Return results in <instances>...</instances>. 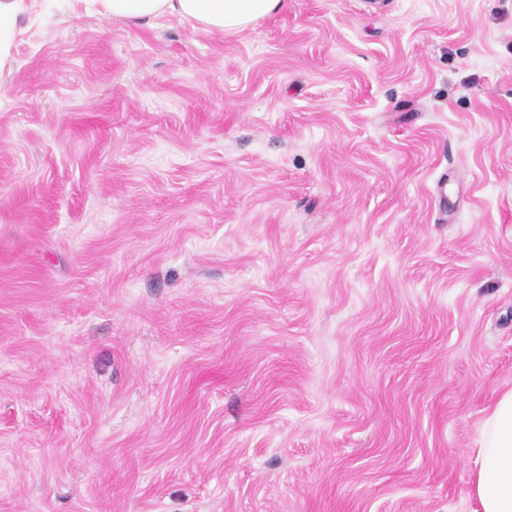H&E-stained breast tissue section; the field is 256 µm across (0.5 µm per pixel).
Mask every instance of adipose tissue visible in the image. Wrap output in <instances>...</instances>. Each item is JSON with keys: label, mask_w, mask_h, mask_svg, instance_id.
Listing matches in <instances>:
<instances>
[{"label": "adipose tissue", "mask_w": 512, "mask_h": 512, "mask_svg": "<svg viewBox=\"0 0 512 512\" xmlns=\"http://www.w3.org/2000/svg\"><path fill=\"white\" fill-rule=\"evenodd\" d=\"M115 19L149 23L164 16L191 22L209 33H238L283 10L288 0H91ZM470 495L476 512H512V389L486 417L476 446Z\"/></svg>", "instance_id": "1"}]
</instances>
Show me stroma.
<instances>
[{"mask_svg": "<svg viewBox=\"0 0 512 512\" xmlns=\"http://www.w3.org/2000/svg\"><path fill=\"white\" fill-rule=\"evenodd\" d=\"M26 6L0 512H475L512 388V0L228 35Z\"/></svg>", "mask_w": 512, "mask_h": 512, "instance_id": "35a3bbf8", "label": "stroma"}]
</instances>
